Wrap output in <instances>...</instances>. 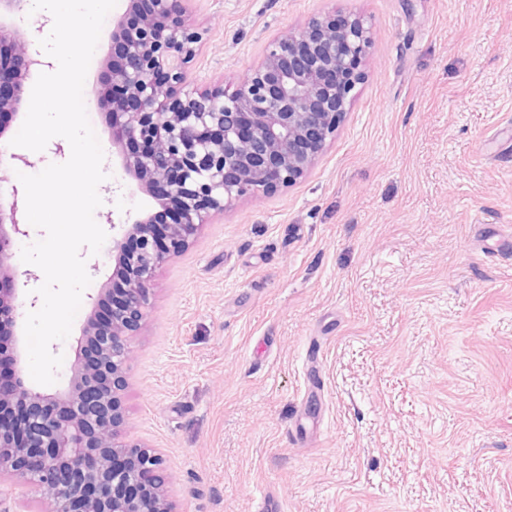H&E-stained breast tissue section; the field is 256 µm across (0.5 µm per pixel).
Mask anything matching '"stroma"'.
<instances>
[{"label": "stroma", "mask_w": 512, "mask_h": 512, "mask_svg": "<svg viewBox=\"0 0 512 512\" xmlns=\"http://www.w3.org/2000/svg\"><path fill=\"white\" fill-rule=\"evenodd\" d=\"M184 91H234L278 34L361 17L367 63L295 184L210 217L152 283L125 439L177 512H512V0H183ZM107 157L101 212L153 210ZM66 340L112 283L102 246Z\"/></svg>", "instance_id": "35a3bbf8"}]
</instances>
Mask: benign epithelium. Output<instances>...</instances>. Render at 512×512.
<instances>
[{"mask_svg":"<svg viewBox=\"0 0 512 512\" xmlns=\"http://www.w3.org/2000/svg\"><path fill=\"white\" fill-rule=\"evenodd\" d=\"M197 40L182 0H151L134 29L113 23L121 59L95 89L113 153L139 191L159 205L176 200L180 214L163 238L150 212L112 237L122 295L103 319L98 305L111 289L93 299L82 336L95 351L76 355L66 387L53 394L25 383L14 265L15 241L26 235L25 193L0 188V502L29 487L38 512H175L162 458L120 434V391L154 274L207 217L309 173L349 111L370 44L362 19L328 11L275 38L234 92L186 93L182 67ZM42 65L24 34L0 22V139Z\"/></svg>","mask_w":512,"mask_h":512,"instance_id":"obj_1","label":"benign epithelium"}]
</instances>
